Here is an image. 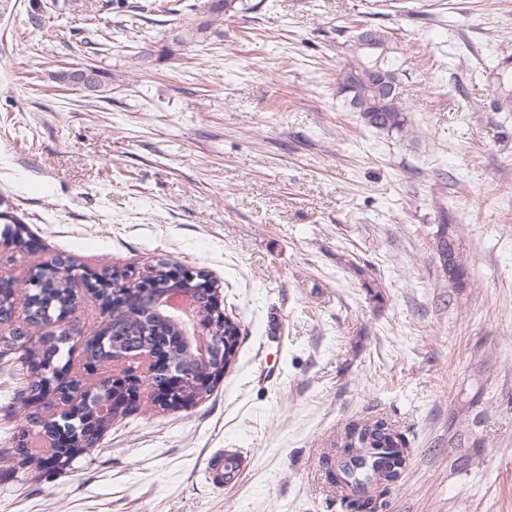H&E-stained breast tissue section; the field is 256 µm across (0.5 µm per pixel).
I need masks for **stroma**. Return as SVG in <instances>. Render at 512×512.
Here are the masks:
<instances>
[{"mask_svg": "<svg viewBox=\"0 0 512 512\" xmlns=\"http://www.w3.org/2000/svg\"><path fill=\"white\" fill-rule=\"evenodd\" d=\"M210 0H0V199L35 254L207 270L241 322L235 364L188 409L140 408L64 473L0 464V512H338L323 456L384 414L413 455L387 512H512V0H246L158 58ZM359 26L401 48L411 131L336 93ZM97 67L91 98L56 73ZM461 225L474 282L451 296L431 241ZM349 255L383 284L374 305ZM484 384L485 446L452 467L448 409ZM247 459L216 487L218 449ZM512 62L505 59L497 72V89L500 91L497 100V110L512 112Z\"/></svg>", "mask_w": 512, "mask_h": 512, "instance_id": "35a3bbf8", "label": "stroma"}]
</instances>
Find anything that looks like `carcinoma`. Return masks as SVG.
<instances>
[{
    "mask_svg": "<svg viewBox=\"0 0 512 512\" xmlns=\"http://www.w3.org/2000/svg\"><path fill=\"white\" fill-rule=\"evenodd\" d=\"M237 0H211L209 16L196 25L177 29L171 42L162 46L159 56L171 57L180 47L204 38L220 19L237 12ZM374 40L386 47V52L366 55L350 47L349 59L336 73V90L351 111L359 114L362 123L387 135H404L409 132L408 106L403 97L400 48L392 35L381 28H371ZM379 68L388 80L387 92H382L367 77V69ZM93 96L107 92L112 75L94 67ZM499 90L497 110L512 112V60L507 58L497 72ZM0 222L6 224L4 237H18L24 230L22 221L12 207L0 210ZM433 251L437 256L443 277H451L449 287L461 295L473 287L469 257L463 246L459 225L447 221L437 225L433 233ZM175 262L160 259L151 268L141 287L134 289L138 295L133 306L113 301L118 293L115 285L123 283L119 268L105 273V280L98 284L77 278L78 263L71 257L57 256L49 261L33 262L23 277L13 276L0 281V318H10L21 310L23 329L16 336L0 342V361L19 371V385L14 393L15 403L34 410L26 416V427L13 436L10 448L0 449V463L22 468L33 458L38 440L48 444L51 456L63 459L56 470L62 471L75 458L74 449L65 446L60 434L65 432L78 438L86 448L94 447L115 420H121L135 412L142 401L155 403L151 394L141 397L132 407L112 410L110 415H100L93 403L79 394L80 380L67 386L63 392L64 406L57 415L46 414L48 406L41 404L45 378L39 368L52 363L67 373L75 368L72 349L65 348L66 328L58 327L53 334L43 331V324L67 308H73V296L83 289L81 300L85 307L97 314L91 333L93 338L106 335L116 323L130 335L125 341L108 338L102 346L90 342L82 348V359L96 361L100 367L121 360L130 368L138 369L140 348L158 358L149 365L144 382L152 389L161 391L168 382L164 360L168 359L189 371L204 372L214 366L194 356V349L178 341L181 325L158 308L155 294L168 276L169 267ZM343 265L353 270L363 281L370 300L377 306L384 301L382 284L367 274L365 269L347 259ZM484 387L464 396L448 413V447L481 448L483 439L474 436L472 425L478 423L481 413H472L479 405ZM411 441L391 418L376 415L370 418L350 417L336 432L334 448L325 456L328 476L336 489L350 484L361 485L363 490L339 495L342 512H383L391 489L398 485L410 463Z\"/></svg>",
    "mask_w": 512,
    "mask_h": 512,
    "instance_id": "cac0c4a2",
    "label": "carcinoma"
}]
</instances>
